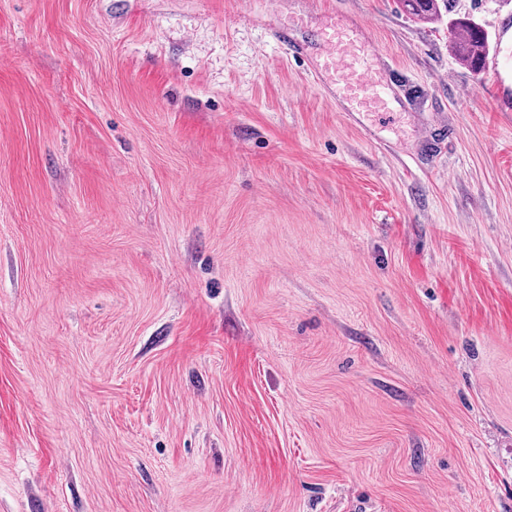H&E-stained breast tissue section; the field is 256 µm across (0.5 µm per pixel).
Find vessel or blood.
Here are the masks:
<instances>
[{"label": "vessel or blood", "instance_id": "1", "mask_svg": "<svg viewBox=\"0 0 512 512\" xmlns=\"http://www.w3.org/2000/svg\"><path fill=\"white\" fill-rule=\"evenodd\" d=\"M274 37L287 46L293 58L308 60L311 39L297 37L293 29L286 26L278 28ZM315 38L325 48L322 62L313 68L318 87L326 90L336 85L344 98L358 106L372 103L386 108L394 96L393 89L377 69L360 68V61L366 60L370 50L356 30L344 28L335 15L328 14Z\"/></svg>", "mask_w": 512, "mask_h": 512}]
</instances>
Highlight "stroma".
<instances>
[{
  "instance_id": "35a3bbf8",
  "label": "stroma",
  "mask_w": 512,
  "mask_h": 512,
  "mask_svg": "<svg viewBox=\"0 0 512 512\" xmlns=\"http://www.w3.org/2000/svg\"><path fill=\"white\" fill-rule=\"evenodd\" d=\"M499 52L512 0H455ZM333 13L388 122L273 30ZM398 0H0V512H512V111Z\"/></svg>"
}]
</instances>
